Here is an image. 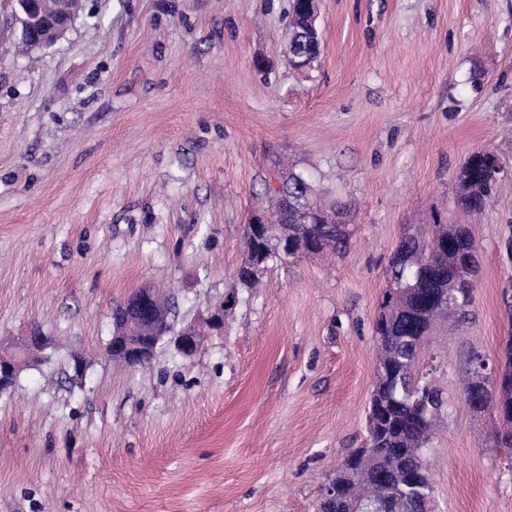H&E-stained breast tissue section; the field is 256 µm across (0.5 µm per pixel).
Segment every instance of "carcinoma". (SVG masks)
<instances>
[{
	"instance_id": "cac0c4a2",
	"label": "carcinoma",
	"mask_w": 512,
	"mask_h": 512,
	"mask_svg": "<svg viewBox=\"0 0 512 512\" xmlns=\"http://www.w3.org/2000/svg\"><path fill=\"white\" fill-rule=\"evenodd\" d=\"M285 47L290 62L303 71L322 53L310 0H292ZM276 187L266 185L260 209L264 227L246 225V260L237 271L241 285L253 288L259 272L284 255L292 258L341 256L350 246V204H327L308 175L279 158L271 162ZM457 203L472 217L490 203L500 182L498 169L473 152L455 175ZM471 225L448 224L437 213L430 224H407L391 255L387 288L375 320V377L365 416V439L336 467L344 486L336 497H319L315 512H430L434 486L423 450L447 412V399L429 382L422 353L441 326L466 316L475 288L477 264ZM495 443L512 448V414L499 418ZM363 455L358 476L343 468Z\"/></svg>"
}]
</instances>
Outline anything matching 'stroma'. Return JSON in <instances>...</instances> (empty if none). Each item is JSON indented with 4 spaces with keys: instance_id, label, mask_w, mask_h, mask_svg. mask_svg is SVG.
<instances>
[{
    "instance_id": "35a3bbf8",
    "label": "stroma",
    "mask_w": 512,
    "mask_h": 512,
    "mask_svg": "<svg viewBox=\"0 0 512 512\" xmlns=\"http://www.w3.org/2000/svg\"><path fill=\"white\" fill-rule=\"evenodd\" d=\"M288 9L84 0L34 53L0 0V343L35 326L56 342L0 394V512H313L362 445L403 226L456 221L472 152L512 171V0H320L304 74L283 51ZM276 155L352 202L351 245L241 289ZM472 224L469 314L423 353L448 397L425 460L436 512H512V455L463 397L467 354L497 364L512 337V174ZM144 286L171 294L177 330L231 289L239 302L193 356L165 340L125 368L107 356L112 309Z\"/></svg>"
}]
</instances>
